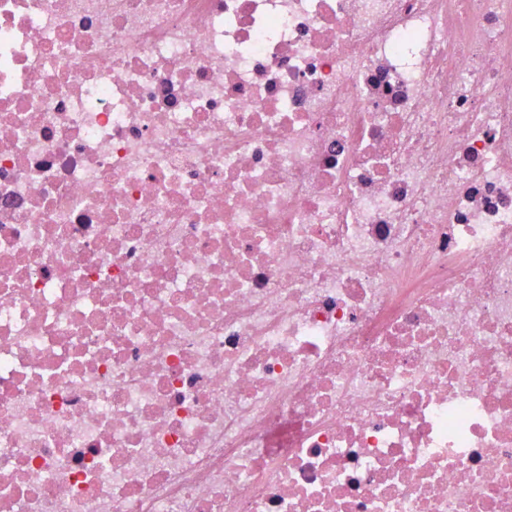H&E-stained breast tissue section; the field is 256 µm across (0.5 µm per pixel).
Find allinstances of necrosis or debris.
<instances>
[{
  "label": "necrosis or debris",
  "instance_id": "obj_1",
  "mask_svg": "<svg viewBox=\"0 0 512 512\" xmlns=\"http://www.w3.org/2000/svg\"><path fill=\"white\" fill-rule=\"evenodd\" d=\"M0 512H512V0H0Z\"/></svg>",
  "mask_w": 512,
  "mask_h": 512
}]
</instances>
